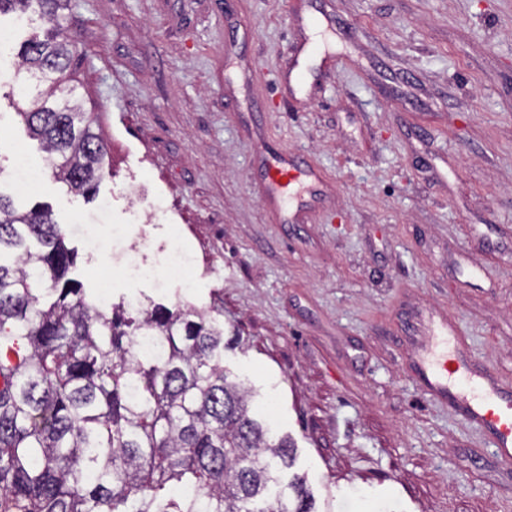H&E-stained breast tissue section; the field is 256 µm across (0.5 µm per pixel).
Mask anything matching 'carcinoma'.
<instances>
[{
    "instance_id": "carcinoma-1",
    "label": "carcinoma",
    "mask_w": 512,
    "mask_h": 512,
    "mask_svg": "<svg viewBox=\"0 0 512 512\" xmlns=\"http://www.w3.org/2000/svg\"><path fill=\"white\" fill-rule=\"evenodd\" d=\"M33 5L16 69L50 91L20 116L89 195L110 162L75 99L72 0H0V15ZM75 260L49 206L0 193V512H315L294 441L224 373V328L188 304L106 307Z\"/></svg>"
}]
</instances>
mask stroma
<instances>
[{"mask_svg":"<svg viewBox=\"0 0 512 512\" xmlns=\"http://www.w3.org/2000/svg\"><path fill=\"white\" fill-rule=\"evenodd\" d=\"M67 25L112 171L90 200L52 177L23 71L0 86V193L51 207L73 277L223 324L317 512H512V466L413 367L434 315L512 380V0H73ZM265 150L320 173L308 223L265 206Z\"/></svg>","mask_w":512,"mask_h":512,"instance_id":"1","label":"stroma"}]
</instances>
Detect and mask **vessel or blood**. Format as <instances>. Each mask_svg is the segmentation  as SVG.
Listing matches in <instances>:
<instances>
[{
  "label": "vessel or blood",
  "mask_w": 512,
  "mask_h": 512,
  "mask_svg": "<svg viewBox=\"0 0 512 512\" xmlns=\"http://www.w3.org/2000/svg\"><path fill=\"white\" fill-rule=\"evenodd\" d=\"M317 171L301 168L287 155H275L267 162L264 194L276 204L286 220L308 221L304 206L289 208L294 196L312 190L318 181ZM455 327L445 322L432 324L427 342L417 354L416 363L423 376L427 393L453 404L465 421L479 425L491 440L501 463H512V385L486 380L475 375L469 364L450 346L458 342Z\"/></svg>",
  "instance_id": "b4317fda"
}]
</instances>
